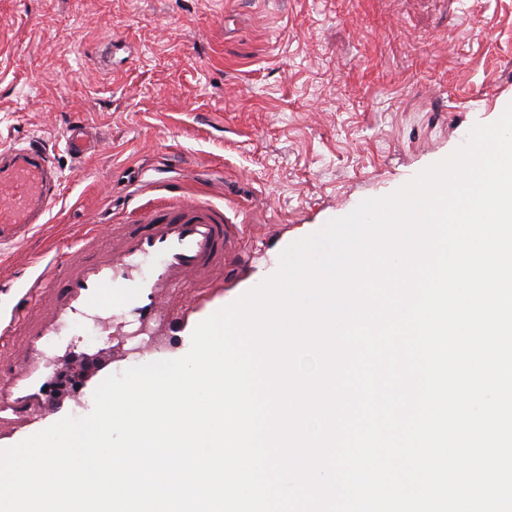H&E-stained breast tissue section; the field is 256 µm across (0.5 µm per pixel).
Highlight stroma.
Instances as JSON below:
<instances>
[{
	"mask_svg": "<svg viewBox=\"0 0 512 512\" xmlns=\"http://www.w3.org/2000/svg\"><path fill=\"white\" fill-rule=\"evenodd\" d=\"M512 104V0H0V140L46 138L60 195L0 277L184 195L247 225L225 296ZM99 149L75 161L72 121Z\"/></svg>",
	"mask_w": 512,
	"mask_h": 512,
	"instance_id": "35a3bbf8",
	"label": "stroma"
}]
</instances>
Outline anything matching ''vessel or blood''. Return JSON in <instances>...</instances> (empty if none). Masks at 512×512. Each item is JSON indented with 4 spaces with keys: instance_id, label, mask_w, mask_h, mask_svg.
<instances>
[{
    "instance_id": "vessel-or-blood-1",
    "label": "vessel or blood",
    "mask_w": 512,
    "mask_h": 512,
    "mask_svg": "<svg viewBox=\"0 0 512 512\" xmlns=\"http://www.w3.org/2000/svg\"><path fill=\"white\" fill-rule=\"evenodd\" d=\"M75 158L96 148L85 126L71 124L66 141ZM60 191L46 144L0 145V245L27 239L44 224ZM244 227L223 209L194 198L157 203L136 223L111 225L101 238L89 225L77 244L79 260L55 250L35 270L0 279L9 298L0 311V449L12 447L66 416L51 405L54 380L46 346L62 334L77 335L78 318L99 311L100 321L147 330L138 347L142 363L190 348L196 325L224 306V279L244 262ZM127 356L97 363L74 400L94 392Z\"/></svg>"
}]
</instances>
